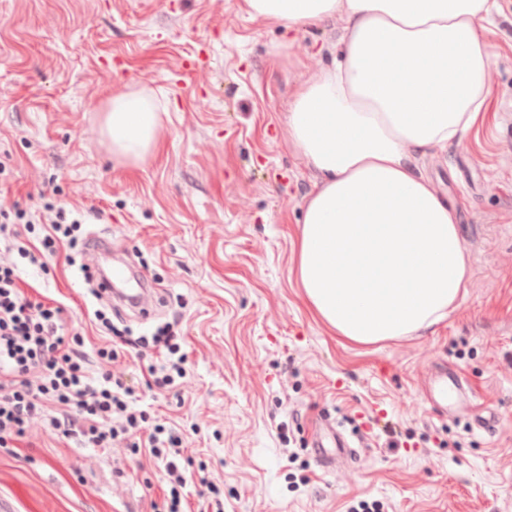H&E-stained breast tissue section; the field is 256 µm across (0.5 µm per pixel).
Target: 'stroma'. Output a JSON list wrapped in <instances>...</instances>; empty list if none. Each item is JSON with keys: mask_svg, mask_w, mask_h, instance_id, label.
<instances>
[{"mask_svg": "<svg viewBox=\"0 0 512 512\" xmlns=\"http://www.w3.org/2000/svg\"><path fill=\"white\" fill-rule=\"evenodd\" d=\"M484 40L485 109L460 140L413 163L458 205L467 293L446 320L396 342L359 346L328 329L295 278L298 223L318 178L288 137L296 90L330 63L342 19L306 30L252 16L245 0H0V208L54 201L84 214L162 290L147 318L113 314L134 335L180 317L186 375L168 392L143 373L156 353L125 349L139 405L184 433L183 489L205 512L200 475L224 487V512H512V0ZM142 90L159 107L157 151L132 164L103 134L113 95ZM68 249L50 272L23 262L19 284L58 302L84 336L91 376L109 344ZM447 365L474 405L432 410L423 374ZM363 435L360 469L324 467V420ZM303 440L298 459L287 438ZM306 475L307 483L294 478ZM166 486L148 455L85 448L32 424L0 447V498L14 512H152Z\"/></svg>", "mask_w": 512, "mask_h": 512, "instance_id": "obj_1", "label": "stroma"}]
</instances>
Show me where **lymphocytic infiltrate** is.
<instances>
[{"instance_id":"obj_1","label":"lymphocytic infiltrate","mask_w":512,"mask_h":512,"mask_svg":"<svg viewBox=\"0 0 512 512\" xmlns=\"http://www.w3.org/2000/svg\"><path fill=\"white\" fill-rule=\"evenodd\" d=\"M81 227L79 218L50 202L35 212L0 209V447H14L43 420L87 448L148 449L165 467L169 490L162 512H186L181 433L137 409L136 388L116 349H99L112 369L91 379L80 333H64L59 325L61 307L28 297L18 284L19 261L44 269L61 246L83 253ZM94 318L122 345L162 355L160 364L148 366L146 386L171 389L184 377L185 355L173 326L131 339L106 311L95 310Z\"/></svg>"}]
</instances>
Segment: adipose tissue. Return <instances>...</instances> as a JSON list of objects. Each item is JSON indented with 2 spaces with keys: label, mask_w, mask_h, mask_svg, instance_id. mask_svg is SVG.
<instances>
[{
  "label": "adipose tissue",
  "mask_w": 512,
  "mask_h": 512,
  "mask_svg": "<svg viewBox=\"0 0 512 512\" xmlns=\"http://www.w3.org/2000/svg\"><path fill=\"white\" fill-rule=\"evenodd\" d=\"M286 28L345 22L340 54L291 101L288 136L318 181L302 209L296 278L315 315L362 345L447 319L470 265L455 203L412 157L477 121L491 57L482 40L498 0H246ZM161 118L136 92L112 98L113 155L145 162Z\"/></svg>",
  "instance_id": "adipose-tissue-1"
}]
</instances>
